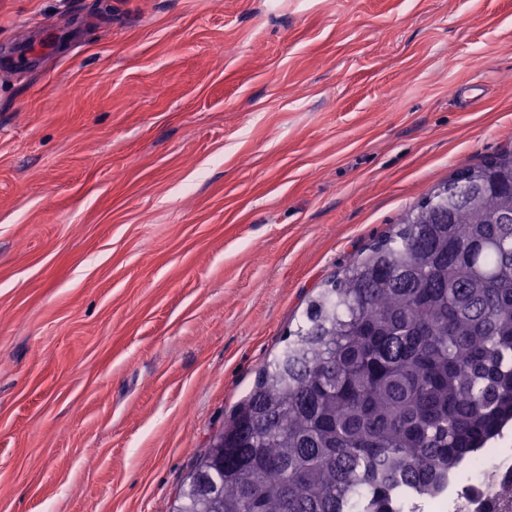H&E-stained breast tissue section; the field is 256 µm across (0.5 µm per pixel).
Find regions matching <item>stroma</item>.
<instances>
[{
  "label": "stroma",
  "instance_id": "35a3bbf8",
  "mask_svg": "<svg viewBox=\"0 0 512 512\" xmlns=\"http://www.w3.org/2000/svg\"><path fill=\"white\" fill-rule=\"evenodd\" d=\"M509 81L512 0H0V512H170Z\"/></svg>",
  "mask_w": 512,
  "mask_h": 512
}]
</instances>
